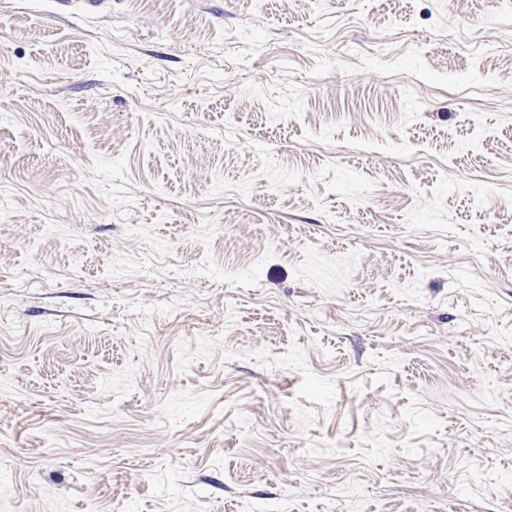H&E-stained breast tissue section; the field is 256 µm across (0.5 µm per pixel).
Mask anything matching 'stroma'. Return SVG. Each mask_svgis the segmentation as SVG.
Instances as JSON below:
<instances>
[{
  "label": "stroma",
  "instance_id": "obj_1",
  "mask_svg": "<svg viewBox=\"0 0 512 512\" xmlns=\"http://www.w3.org/2000/svg\"><path fill=\"white\" fill-rule=\"evenodd\" d=\"M0 512H512L500 0H0Z\"/></svg>",
  "mask_w": 512,
  "mask_h": 512
}]
</instances>
